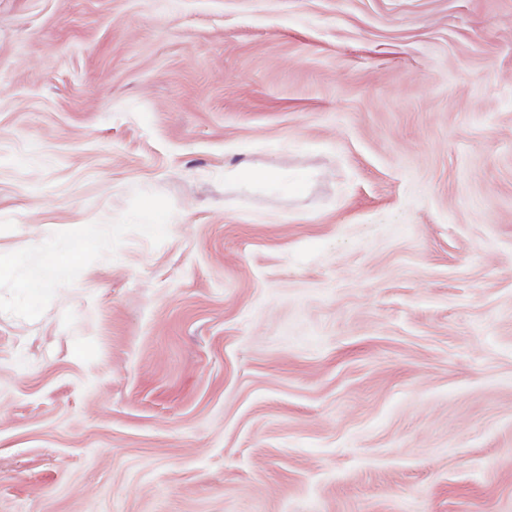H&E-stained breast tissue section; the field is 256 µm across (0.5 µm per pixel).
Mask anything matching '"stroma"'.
Here are the masks:
<instances>
[{"label": "stroma", "mask_w": 512, "mask_h": 512, "mask_svg": "<svg viewBox=\"0 0 512 512\" xmlns=\"http://www.w3.org/2000/svg\"><path fill=\"white\" fill-rule=\"evenodd\" d=\"M0 254V512H512V0H0ZM239 180L245 187L281 184L287 191L296 192L304 187L306 177L303 173H296L288 178L280 171L270 167H252L242 171L239 174ZM79 257L78 253L70 254L65 257H58L53 261L46 264L41 268L31 279H29L25 288L32 294H35L39 290V286L48 280H51L60 275L71 263L77 260Z\"/></svg>", "instance_id": "1"}]
</instances>
